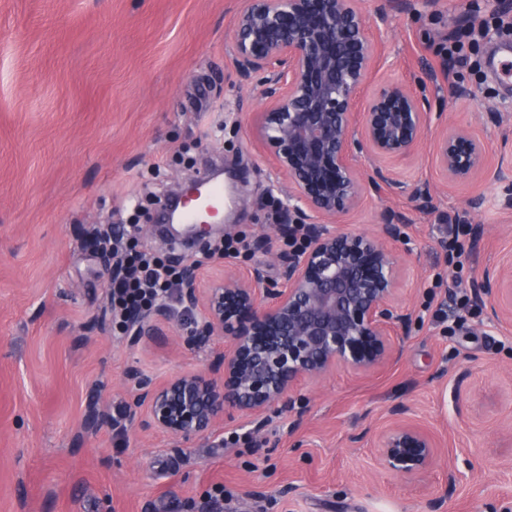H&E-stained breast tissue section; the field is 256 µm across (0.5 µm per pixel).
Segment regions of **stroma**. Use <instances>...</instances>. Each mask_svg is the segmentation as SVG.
<instances>
[{
	"mask_svg": "<svg viewBox=\"0 0 512 512\" xmlns=\"http://www.w3.org/2000/svg\"><path fill=\"white\" fill-rule=\"evenodd\" d=\"M472 0H410L389 10L365 0L382 36L377 79L410 84L428 112L425 143L395 165L406 185L436 187L429 211L405 195H369L342 227L374 231L384 209L399 214L395 247L401 296L415 321L400 357L358 375L336 371L311 384L301 417L272 412L262 426L237 418L224 431L177 445L137 421L86 430L91 411L126 404L124 376L157 379L202 370L224 343L194 350L142 348L115 333L108 293L114 258L90 237L117 235L131 200L153 222L173 187L221 165L233 176L224 221L266 250L272 202L285 180L250 133L265 105L260 76L241 79L232 29L238 0H0V512H203L224 489V512H512V331L448 295L443 240L455 214L480 199L460 274L512 259V82L489 61L512 31L489 33L452 83L424 82L440 66L449 32ZM464 124L489 149L490 175L441 185L433 144ZM437 440L421 476L373 468L354 436L389 425L394 407Z\"/></svg>",
	"mask_w": 512,
	"mask_h": 512,
	"instance_id": "1",
	"label": "stroma"
}]
</instances>
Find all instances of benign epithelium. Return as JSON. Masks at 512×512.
Instances as JSON below:
<instances>
[{"instance_id":"benign-epithelium-1","label":"benign epithelium","mask_w":512,"mask_h":512,"mask_svg":"<svg viewBox=\"0 0 512 512\" xmlns=\"http://www.w3.org/2000/svg\"><path fill=\"white\" fill-rule=\"evenodd\" d=\"M233 40L239 75L264 74L268 104L250 132L288 182L292 205L275 230L286 239L292 226L302 228L306 248L280 255L274 278L261 265L243 272L219 263L206 275L197 263H182L181 301L200 310L190 328L169 333L164 305L132 316L135 344L171 334L191 349L224 339V353L205 370L162 383L137 369L127 373L130 413L146 410L144 426L179 443L216 432L237 413L258 423L271 411L302 415L305 386L338 369L384 368L413 323L400 299L402 265L389 246L401 237L400 217L384 210L372 233L327 228L369 192L401 188L383 164L411 157L427 130L424 102L409 84L385 81L361 97L379 58L362 0H240ZM360 154L371 168L356 164ZM434 162L443 184L467 183L486 171L487 146L462 124L447 127ZM410 196L418 209H430L429 185ZM217 214L203 212L202 223L183 233L209 234ZM468 288L489 320L512 323L511 261L474 273ZM392 413L393 424L373 440L377 464L401 476L427 472L435 438L401 418L403 409Z\"/></svg>"}]
</instances>
